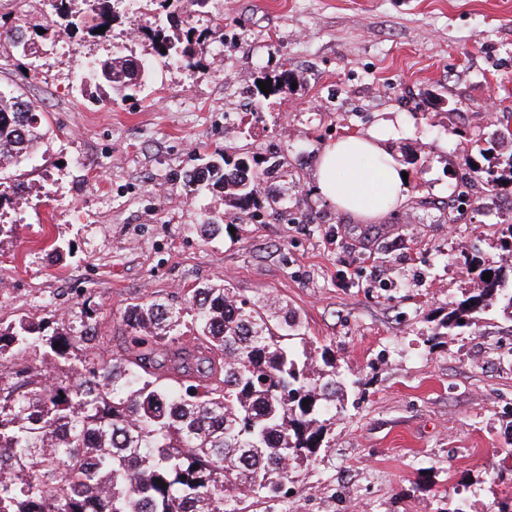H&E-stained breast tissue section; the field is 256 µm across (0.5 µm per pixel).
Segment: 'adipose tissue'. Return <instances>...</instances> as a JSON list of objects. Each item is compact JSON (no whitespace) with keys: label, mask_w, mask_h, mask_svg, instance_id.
Segmentation results:
<instances>
[{"label":"adipose tissue","mask_w":512,"mask_h":512,"mask_svg":"<svg viewBox=\"0 0 512 512\" xmlns=\"http://www.w3.org/2000/svg\"><path fill=\"white\" fill-rule=\"evenodd\" d=\"M399 115L382 119L368 133H348L324 144L313 176L318 193L339 211L375 221L403 207L409 185L386 147Z\"/></svg>","instance_id":"adipose-tissue-1"}]
</instances>
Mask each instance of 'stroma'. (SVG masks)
<instances>
[{
  "mask_svg": "<svg viewBox=\"0 0 512 512\" xmlns=\"http://www.w3.org/2000/svg\"><path fill=\"white\" fill-rule=\"evenodd\" d=\"M53 0H0V89L49 126L36 154L0 168V326L95 330L127 348L126 308L224 283L238 298L288 302L347 386L316 462L290 486L299 512H496L512 494V311L435 334L472 292L468 259L512 268L503 228L512 183L454 195L512 126V0H117L101 34L63 32ZM189 41L194 68L155 51L159 24ZM150 68L105 99L93 63ZM293 84L277 85L283 70ZM273 81L269 94L259 85ZM410 175L406 206L368 224L315 191L322 145L370 131ZM246 154L263 176L254 204L189 192L184 174ZM226 233L203 236L206 221Z\"/></svg>",
  "mask_w": 512,
  "mask_h": 512,
  "instance_id": "35a3bbf8",
  "label": "stroma"
}]
</instances>
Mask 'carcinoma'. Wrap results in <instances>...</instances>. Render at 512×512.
<instances>
[{"instance_id": "cac0c4a2", "label": "carcinoma", "mask_w": 512, "mask_h": 512, "mask_svg": "<svg viewBox=\"0 0 512 512\" xmlns=\"http://www.w3.org/2000/svg\"><path fill=\"white\" fill-rule=\"evenodd\" d=\"M55 0L67 29L112 20L111 0ZM134 61L115 55L89 77L114 97L136 86ZM47 124L16 91L0 90V165L27 158ZM485 173L493 188L512 182V153ZM189 185H222L244 208L261 173L245 157L221 155L185 174ZM491 280H483V274ZM502 302L512 309L503 269L484 268L477 288L448 311L453 331ZM273 303L237 299L222 284L190 289L179 301L130 305L123 354H103L94 333L50 335L22 319L0 328V360L29 349L37 364L0 371V512H245V503H288V484L307 470L336 419L346 380L323 349L322 367L296 316ZM191 315L186 324L185 315ZM309 401L303 405V401Z\"/></svg>"}]
</instances>
